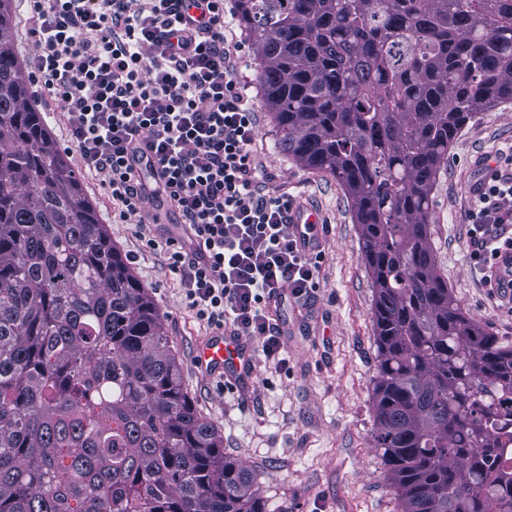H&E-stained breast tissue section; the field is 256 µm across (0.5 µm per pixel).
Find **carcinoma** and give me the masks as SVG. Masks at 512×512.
Instances as JSON below:
<instances>
[{
    "label": "carcinoma",
    "mask_w": 512,
    "mask_h": 512,
    "mask_svg": "<svg viewBox=\"0 0 512 512\" xmlns=\"http://www.w3.org/2000/svg\"><path fill=\"white\" fill-rule=\"evenodd\" d=\"M277 145L349 195L399 512H512V345L437 266L432 192L512 102V0H237ZM0 0V512H268L182 385L163 318L31 106Z\"/></svg>",
    "instance_id": "obj_1"
}]
</instances>
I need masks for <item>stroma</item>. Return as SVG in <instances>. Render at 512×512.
<instances>
[{
	"label": "stroma",
	"mask_w": 512,
	"mask_h": 512,
	"mask_svg": "<svg viewBox=\"0 0 512 512\" xmlns=\"http://www.w3.org/2000/svg\"><path fill=\"white\" fill-rule=\"evenodd\" d=\"M234 6V0L224 4L240 45L236 81L255 110L252 153L267 173L260 189L287 193L294 206L315 211L321 230L317 288L301 298L287 297L276 311L287 364L279 367L257 355L246 396L205 375L194 353L212 331L187 306L164 252L150 250L138 236L143 225L177 236L174 216L153 204L122 216L100 177L91 174L83 173V191L155 300L196 408L221 429L225 453L257 475L269 512H398L395 490L373 446V292L351 201L332 175L303 168L277 148L252 45ZM10 11L14 51L27 67L38 54L36 22L27 0H10ZM28 90L68 163L80 170V157L68 146L61 102L38 83H29ZM503 156L512 159V103L480 113L449 147L432 193L430 231L437 263L461 308L502 343L512 344V296L489 285L467 217L490 174L488 159Z\"/></svg>",
	"instance_id": "35a3bbf8"
}]
</instances>
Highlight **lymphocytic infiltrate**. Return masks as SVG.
Here are the masks:
<instances>
[{
	"label": "lymphocytic infiltrate",
	"instance_id": "lymphocytic-infiltrate-1",
	"mask_svg": "<svg viewBox=\"0 0 512 512\" xmlns=\"http://www.w3.org/2000/svg\"><path fill=\"white\" fill-rule=\"evenodd\" d=\"M39 21L34 75L64 104L85 171L126 213L163 198L189 243L165 245L185 300L280 358L272 310L315 286L312 255L288 230L287 196L262 194L250 147L256 125L237 86L224 0H29ZM471 212L481 251L490 226L512 224V180L484 189Z\"/></svg>",
	"mask_w": 512,
	"mask_h": 512
}]
</instances>
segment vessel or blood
<instances>
[{
  "label": "vessel or blood",
  "mask_w": 512,
  "mask_h": 512,
  "mask_svg": "<svg viewBox=\"0 0 512 512\" xmlns=\"http://www.w3.org/2000/svg\"><path fill=\"white\" fill-rule=\"evenodd\" d=\"M490 277L503 290L512 289V252L502 253L490 271ZM250 347L244 341L223 331L207 338L196 352L198 367L217 374L240 392H248L251 374L247 367Z\"/></svg>",
  "instance_id": "vessel-or-blood-1"
}]
</instances>
